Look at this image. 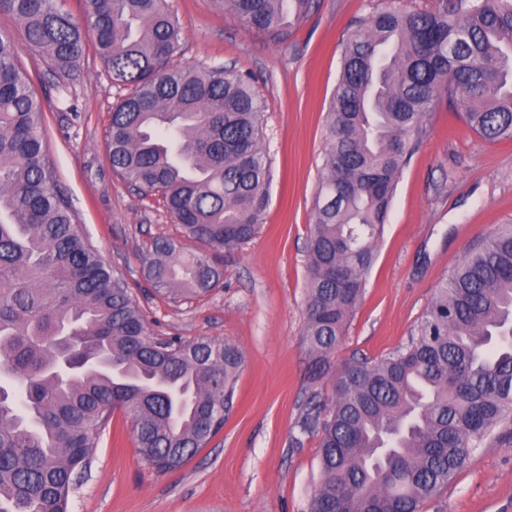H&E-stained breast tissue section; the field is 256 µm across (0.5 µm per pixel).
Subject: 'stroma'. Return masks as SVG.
<instances>
[{"label":"stroma","mask_w":512,"mask_h":512,"mask_svg":"<svg viewBox=\"0 0 512 512\" xmlns=\"http://www.w3.org/2000/svg\"><path fill=\"white\" fill-rule=\"evenodd\" d=\"M167 3L182 28L173 64L250 73L266 106L268 204L255 237L223 251L224 278L208 294L175 302L143 279L155 238H181L188 252L200 246L182 238L160 197L142 196L112 170L108 131L124 88L91 51L67 76L28 45L19 60L44 103L58 188L86 240L130 287L150 332L228 340L242 350L244 366L223 431L173 472L146 467L129 421L114 414L68 512H307L319 476L318 441L292 448L288 436L309 385L302 336L307 251L326 112L344 40L389 0H316L282 43L215 0ZM500 224H512V140H483L440 98L399 179L336 361L376 359L405 344L439 281ZM423 512H512V424L500 425Z\"/></svg>","instance_id":"35a3bbf8"}]
</instances>
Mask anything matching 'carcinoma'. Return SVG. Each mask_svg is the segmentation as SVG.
<instances>
[{
	"label": "carcinoma",
	"instance_id": "cac0c4a2",
	"mask_svg": "<svg viewBox=\"0 0 512 512\" xmlns=\"http://www.w3.org/2000/svg\"><path fill=\"white\" fill-rule=\"evenodd\" d=\"M0 0L28 46L68 74L94 44L131 93L112 110V170L159 195L186 253L158 238L146 280L178 302L221 280L216 253L250 240L266 206L265 105L232 68L170 65L167 0ZM273 42L315 0H217ZM443 94L484 140L512 139V0H433L361 18L342 46L308 247L310 385L289 447L319 440L308 512H421L512 421V224L439 283L409 340L376 359L336 349L358 308L402 171ZM44 107L0 33V512H67L120 411L142 461L183 466L224 428L243 353L157 337L83 237L47 154Z\"/></svg>",
	"mask_w": 512,
	"mask_h": 512
}]
</instances>
